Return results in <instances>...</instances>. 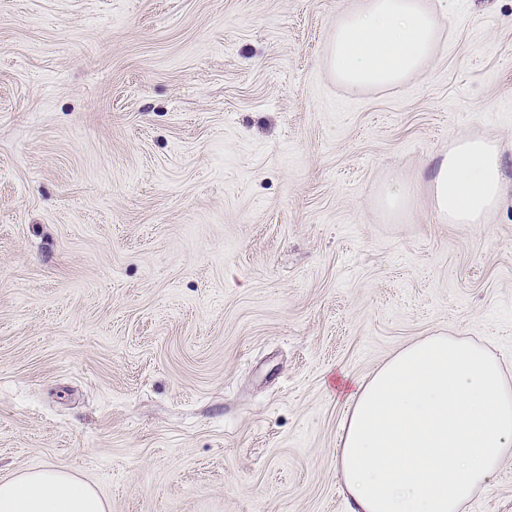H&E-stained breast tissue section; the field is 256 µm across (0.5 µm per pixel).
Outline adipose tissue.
<instances>
[{"label": "adipose tissue", "mask_w": 512, "mask_h": 512, "mask_svg": "<svg viewBox=\"0 0 512 512\" xmlns=\"http://www.w3.org/2000/svg\"><path fill=\"white\" fill-rule=\"evenodd\" d=\"M438 39L425 0H362L336 20L329 68L358 93L422 73ZM500 144L462 137L429 189L448 224H481L506 194ZM512 449V376L485 348L427 336L358 384L338 450L354 512H462ZM88 483L50 465L0 480V512H107Z\"/></svg>", "instance_id": "obj_1"}]
</instances>
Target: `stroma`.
<instances>
[{"label":"stroma","mask_w":512,"mask_h":512,"mask_svg":"<svg viewBox=\"0 0 512 512\" xmlns=\"http://www.w3.org/2000/svg\"><path fill=\"white\" fill-rule=\"evenodd\" d=\"M357 2L0 0V479L351 512L355 381L439 334L512 368V196L446 224L427 185L464 136L512 181V0H425L423 73L353 96L328 55ZM463 512H512V452Z\"/></svg>","instance_id":"35a3bbf8"}]
</instances>
